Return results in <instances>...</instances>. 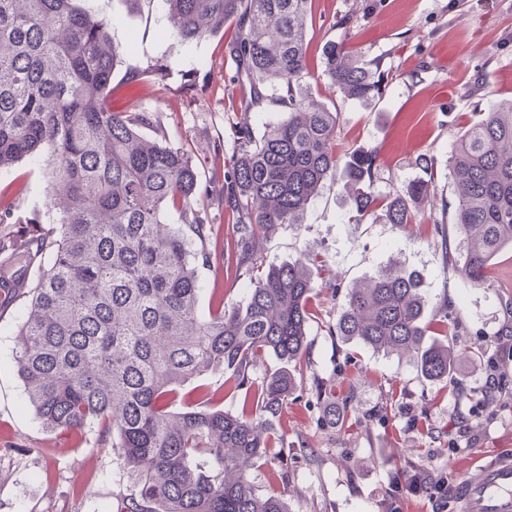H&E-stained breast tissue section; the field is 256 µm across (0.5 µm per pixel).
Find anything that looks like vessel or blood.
Instances as JSON below:
<instances>
[{
    "instance_id": "1",
    "label": "vessel or blood",
    "mask_w": 512,
    "mask_h": 512,
    "mask_svg": "<svg viewBox=\"0 0 512 512\" xmlns=\"http://www.w3.org/2000/svg\"><path fill=\"white\" fill-rule=\"evenodd\" d=\"M462 512H512V457L503 455L479 464L457 487Z\"/></svg>"
}]
</instances>
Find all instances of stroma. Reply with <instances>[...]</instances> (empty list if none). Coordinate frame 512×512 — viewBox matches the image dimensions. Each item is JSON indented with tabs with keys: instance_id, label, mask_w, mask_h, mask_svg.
Here are the masks:
<instances>
[{
	"instance_id": "obj_1",
	"label": "stroma",
	"mask_w": 512,
	"mask_h": 512,
	"mask_svg": "<svg viewBox=\"0 0 512 512\" xmlns=\"http://www.w3.org/2000/svg\"><path fill=\"white\" fill-rule=\"evenodd\" d=\"M83 6L112 23L121 58L112 75L113 108L153 113L145 136L194 156L199 191L193 208L224 235L223 273L199 270L200 308L208 307L216 288L223 289L226 303L243 302L248 282L235 272L221 193L224 163L234 148L236 123L259 129L285 119V112L269 103L247 108L243 91L230 82L235 66L225 53V35L182 42L170 29L165 0H142L133 11L121 0H84ZM334 40L387 73L382 97L347 101L329 84L321 57ZM306 43L320 99L340 114V160L376 149L380 197L425 180L430 202L407 226L358 222L342 187L330 183L304 223L283 225L257 241L266 264L314 254L322 265L314 270L309 362L280 417L294 447L288 476L269 483V473L279 467L270 457L248 478L259 493L276 491L288 512H453L413 483H396L395 474L421 468L445 473L454 485L469 476L473 459L512 454V335L505 331L512 316L505 308L512 298V253L498 258L487 284L476 286L444 266L434 230L453 224L448 159L464 131L490 103L512 98V0H313ZM157 60L168 71L129 83L131 68ZM425 157L434 160L433 176L424 172ZM0 191L15 217L0 224V239L27 233L33 217L52 222L55 209L35 161L0 170ZM393 261L420 273L430 306L447 302V324L433 322L429 337L451 335L458 388L423 380L408 357L329 335L348 288ZM25 311L22 299L0 311V512H115L116 495L134 488L116 451L96 445L92 434L45 428L27 402L14 360ZM490 358L500 382L491 392L484 369ZM319 381L335 385L337 397L354 395L345 430L322 426L314 396Z\"/></svg>"
}]
</instances>
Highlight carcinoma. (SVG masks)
Returning <instances> with one entry per match:
<instances>
[{
    "label": "carcinoma",
    "mask_w": 512,
    "mask_h": 512,
    "mask_svg": "<svg viewBox=\"0 0 512 512\" xmlns=\"http://www.w3.org/2000/svg\"><path fill=\"white\" fill-rule=\"evenodd\" d=\"M183 42L234 27L225 52L230 82L249 106L272 103L288 114L257 132L235 126L225 164L224 206L232 217L236 273L249 280L243 305L199 308V266L224 271V250L210 251L214 227L196 215L168 224L169 208L192 210L198 189L192 154L145 138L154 115L114 112L109 100L119 57L112 23L76 0H0V169L40 163L51 203L48 228L20 241L35 269L17 328L15 362L29 405L53 431L97 433L112 441L136 490L116 512H288L260 494L245 471L274 456L271 482L285 479L292 451L273 426L296 391L309 354V301L318 257L264 267L253 242L282 224H302L309 206L336 182L339 113L319 104L308 82L305 31L312 0H166ZM324 75L343 98L382 95L384 72L353 58L342 43L322 52ZM376 153L352 155L345 190L357 221L380 214L413 222L425 184L390 200L374 190ZM454 230L466 278L481 285L492 261L512 249V99L497 101L464 133L448 160ZM428 302L421 278L400 264L348 290L329 327L333 336L387 355H407L422 378L455 386L454 350L426 340ZM280 371L259 381L262 355ZM224 373L212 390L199 383ZM241 413L224 410V392ZM332 399L322 421L343 429L353 395ZM422 492L448 498L441 476Z\"/></svg>",
    "instance_id": "1"
}]
</instances>
